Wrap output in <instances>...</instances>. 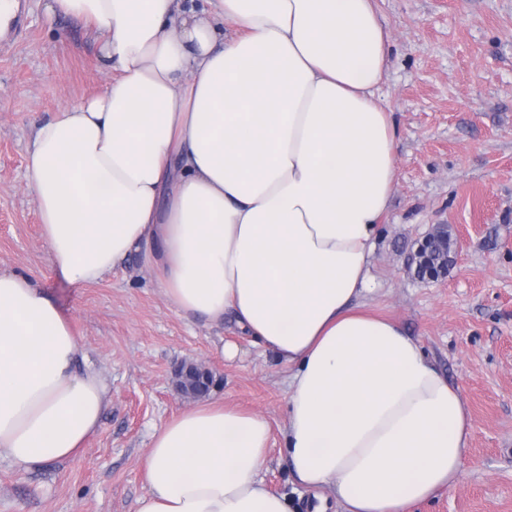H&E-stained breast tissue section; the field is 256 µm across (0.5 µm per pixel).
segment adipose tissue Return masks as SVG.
I'll return each instance as SVG.
<instances>
[{"mask_svg":"<svg viewBox=\"0 0 512 512\" xmlns=\"http://www.w3.org/2000/svg\"><path fill=\"white\" fill-rule=\"evenodd\" d=\"M50 0L107 88L33 131L28 188L54 270L133 254L180 313L232 319L291 372L282 444L314 512H408L455 484L465 402L361 296L397 176L376 0ZM110 402L61 309L0 273V459L76 456ZM270 425L222 403L153 436L136 512H300L260 477Z\"/></svg>","mask_w":512,"mask_h":512,"instance_id":"ef3b65f1","label":"adipose tissue"}]
</instances>
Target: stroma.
<instances>
[{"label": "stroma", "instance_id": "obj_1", "mask_svg": "<svg viewBox=\"0 0 512 512\" xmlns=\"http://www.w3.org/2000/svg\"><path fill=\"white\" fill-rule=\"evenodd\" d=\"M377 4L390 34L381 93L398 127L397 180L366 300L459 387L472 423L458 481L411 512H512V0ZM47 5L21 0V30L0 44V272L29 275L69 317L110 403L76 457L32 471L1 461L0 512H135L151 436L187 406L170 384L186 360L212 371L209 399L268 420L261 476L271 491L304 496L282 448L287 367L233 322L179 314L140 256L91 284L52 269L27 188L31 135L107 80L84 25ZM434 224L458 230L461 244L447 277L425 282L409 259Z\"/></svg>", "mask_w": 512, "mask_h": 512}]
</instances>
